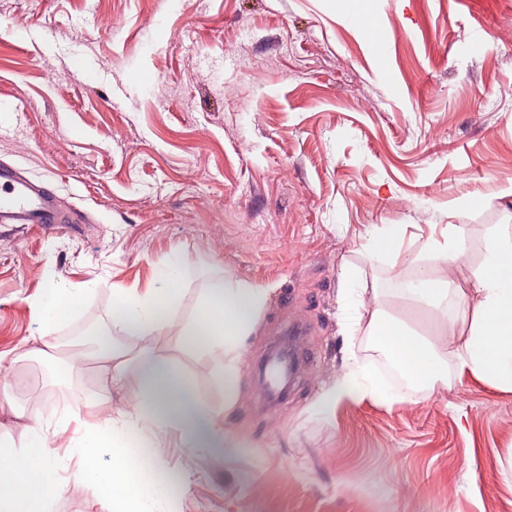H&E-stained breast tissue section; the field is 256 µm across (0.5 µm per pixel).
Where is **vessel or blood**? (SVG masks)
I'll list each match as a JSON object with an SVG mask.
<instances>
[{
    "instance_id": "obj_1",
    "label": "vessel or blood",
    "mask_w": 512,
    "mask_h": 512,
    "mask_svg": "<svg viewBox=\"0 0 512 512\" xmlns=\"http://www.w3.org/2000/svg\"><path fill=\"white\" fill-rule=\"evenodd\" d=\"M69 215L59 211L52 195L20 170L0 164V224H67Z\"/></svg>"
}]
</instances>
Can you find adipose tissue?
<instances>
[{
  "instance_id": "obj_1",
  "label": "adipose tissue",
  "mask_w": 512,
  "mask_h": 512,
  "mask_svg": "<svg viewBox=\"0 0 512 512\" xmlns=\"http://www.w3.org/2000/svg\"><path fill=\"white\" fill-rule=\"evenodd\" d=\"M405 227L384 224L370 232L365 252L371 265L388 267L394 293L403 300L400 314L381 304L382 289L360 293L361 270L343 269L340 286L354 294L357 321L376 337L406 370L412 385L432 388L448 381L449 373L470 376L498 390L512 392V226L495 225L483 240L482 258L469 277L454 275L468 252L463 225L450 224L429 237L410 263L411 279H403L393 259L401 253ZM183 259L173 254L145 290L113 292L110 329L96 340L93 358L103 379L86 405L93 422H81L75 453L82 461L78 481L95 487L111 501L113 512H159V492L132 489L135 462L121 449L130 437L154 441L159 433L178 431L187 451L205 447L223 432L222 423L199 407L181 370L166 358L150 356L131 367L114 335L146 340L170 331L181 336L203 335L206 351L218 358L225 382L235 379L243 350L267 304L268 289L243 280L220 278L201 298L192 320L172 326L168 313L177 302ZM87 294L83 288H50L36 307L42 332H49L75 313ZM425 317L448 337L439 345L415 332L411 322ZM126 379L133 396L124 410L112 408V384ZM112 449V465L98 457ZM59 462L49 446V429L40 421L25 427L22 446L0 441V512H51V490Z\"/></svg>"
}]
</instances>
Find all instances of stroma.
<instances>
[{
    "mask_svg": "<svg viewBox=\"0 0 512 512\" xmlns=\"http://www.w3.org/2000/svg\"><path fill=\"white\" fill-rule=\"evenodd\" d=\"M365 2L380 58L340 0H0V162L83 218L0 228V358L32 346L45 290L90 286L48 335L53 365L14 366L38 376L13 398L69 470L78 433L58 421L84 409L97 366L65 377L63 336L107 322L113 289L151 286L177 252L174 324L215 267L270 298L230 389L189 337H115L173 361L224 422L192 459L173 431L135 448L162 512H512V392L466 376L401 389L339 287L348 264L384 287L363 249L374 226L405 225L415 252L465 225L464 279L489 225H512L494 200L512 184V0ZM295 318L312 363L275 405L257 365ZM355 361L380 395L323 411ZM60 483L55 512H111Z\"/></svg>",
    "mask_w": 512,
    "mask_h": 512,
    "instance_id": "obj_1",
    "label": "stroma"
}]
</instances>
